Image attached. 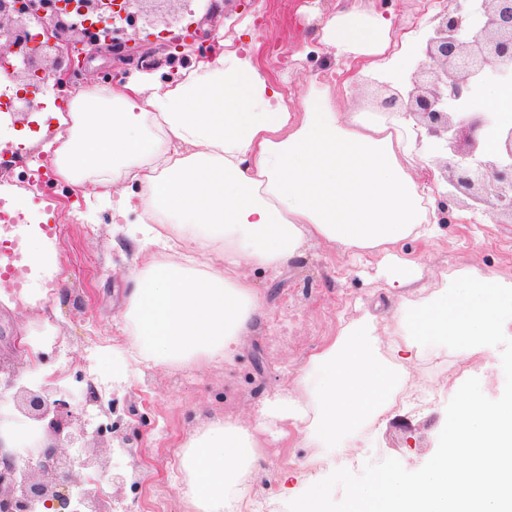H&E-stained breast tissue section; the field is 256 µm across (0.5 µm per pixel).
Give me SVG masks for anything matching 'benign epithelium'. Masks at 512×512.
<instances>
[{"instance_id":"obj_1","label":"benign epithelium","mask_w":512,"mask_h":512,"mask_svg":"<svg viewBox=\"0 0 512 512\" xmlns=\"http://www.w3.org/2000/svg\"><path fill=\"white\" fill-rule=\"evenodd\" d=\"M181 0H81L86 15H107L134 25L149 22L157 8ZM477 17L460 3L435 16L436 24L426 38L422 61L410 77L409 90L391 94L376 103L377 112H397L407 100L406 115L431 138L430 150L439 154L451 149L457 160L445 166L449 190L438 202L440 223H448L449 206L459 195L472 201L469 208L482 209L497 219L512 220V128L505 131L496 115L473 116L465 111L472 86L496 80L512 72V0H479ZM41 30L36 41L29 38L30 17L17 0H0V47L20 55V65L5 71L16 83L15 113L41 108L30 89L53 81L61 90L70 87L94 47L76 24L42 10L36 14ZM107 48L123 61H137L143 71L153 70L149 53L120 37L124 30L112 28ZM16 390L19 415L0 414V428L14 421L34 427L48 421L44 438L35 447L6 451L0 447V512H111L96 492L75 477L71 459L62 447L84 436V420L71 404L72 395L49 384L23 380L14 369L0 366V387Z\"/></svg>"}]
</instances>
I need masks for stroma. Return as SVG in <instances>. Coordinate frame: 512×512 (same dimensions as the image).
<instances>
[{"instance_id": "35a3bbf8", "label": "stroma", "mask_w": 512, "mask_h": 512, "mask_svg": "<svg viewBox=\"0 0 512 512\" xmlns=\"http://www.w3.org/2000/svg\"><path fill=\"white\" fill-rule=\"evenodd\" d=\"M364 13L393 20V34H401L413 13L422 19L416 34L427 35L433 14L422 13V0H391L378 8L375 0H359ZM337 0H255L252 9L240 10L235 0H191L185 20L194 23L197 43L211 36L255 41L259 57L287 89L291 99L312 93V78L328 63L319 52L326 22L337 12ZM165 24H138L129 38L147 43L162 59L156 75L167 82L191 64L193 48L173 53L161 35ZM337 67L346 79L332 91L339 112L371 111L378 90L353 59L340 58ZM136 75L135 66L122 64L111 52L91 51L75 78L76 88L111 81L115 74ZM35 136L28 145L17 143L23 129ZM58 130L50 110L27 115H0V147L16 150L22 162L7 177V184L26 187L32 170L27 158L42 165V198L26 195L30 217L48 213V225H65L55 242L61 293L36 309L10 308L0 304V363L17 368L26 379L50 380L70 391L79 410L96 415L87 425L81 444L67 454L74 473L87 487L99 489L112 512H148L159 491L180 496L184 483L166 468L169 448L184 445L213 416L230 412L232 418L249 425L259 403L283 389L293 388L312 354L336 336L340 320H355L364 314L374 318L380 352L392 357L388 332L398 322L396 310L402 301L418 303L438 294L448 280L462 271L498 276L512 282V224H444L435 243L408 244L422 273L421 285L396 294L387 286L388 266L363 267L349 256L321 245L303 258L272 272L261 267L246 274L263 296L266 312L261 323L240 337L232 366L211 365L197 369L181 366L143 365L127 350L123 314L138 272L134 248L112 211L98 195L96 177L75 189L54 173V154L47 145ZM26 338L39 350L38 363H30L17 341ZM483 362L468 370L478 378L485 396L499 398L505 377L501 350L482 346ZM109 355L119 374L102 370L101 355ZM431 352H421L406 365L409 379L403 403L395 417L376 422L371 430H360L347 439L344 454L317 453L302 434L290 432L286 441H274L275 463L260 468L257 481L240 485L237 497L248 495L254 484H263L277 503L276 512H287L289 501L306 490L296 479L301 461L322 459L321 469L309 472L318 482L335 469L361 473L365 464L387 458L398 459L409 471L421 468L436 452L446 420V407L455 388L438 383L429 361ZM95 454L98 463L86 468L82 462Z\"/></svg>"}]
</instances>
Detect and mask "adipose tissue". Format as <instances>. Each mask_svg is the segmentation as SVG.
Here are the masks:
<instances>
[{
  "label": "adipose tissue",
  "instance_id": "obj_1",
  "mask_svg": "<svg viewBox=\"0 0 512 512\" xmlns=\"http://www.w3.org/2000/svg\"><path fill=\"white\" fill-rule=\"evenodd\" d=\"M391 26L381 17L364 24L349 0L322 41L399 89L418 39L411 32L392 43ZM59 124L57 175L78 188L85 173L99 174L113 223L144 255L124 314L138 363H233L238 337L263 315L248 267L276 270L319 245L357 248L393 267L388 286L401 290L421 278L406 243L439 234L437 198L417 182L413 118L342 119L327 85L291 107L257 54L229 40L165 84L141 73L83 88ZM399 316L404 353L451 341L475 349L512 324V283L462 273ZM375 343L368 322L341 323L299 380L310 406L279 396L260 405L253 425L216 418L197 432L182 457L190 506L224 512L252 472L266 426L283 440L302 430L320 451L345 453L347 433L395 406L402 373Z\"/></svg>",
  "mask_w": 512,
  "mask_h": 512
}]
</instances>
